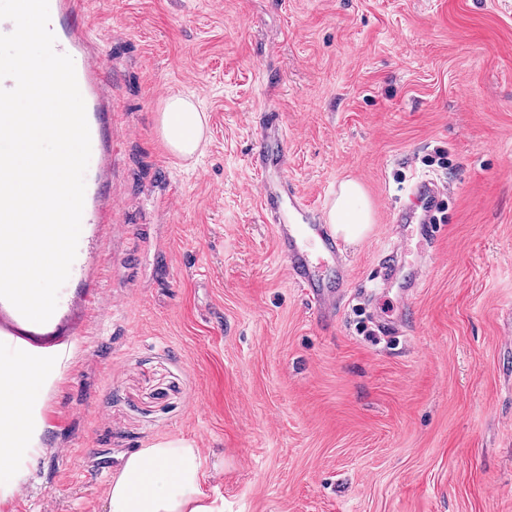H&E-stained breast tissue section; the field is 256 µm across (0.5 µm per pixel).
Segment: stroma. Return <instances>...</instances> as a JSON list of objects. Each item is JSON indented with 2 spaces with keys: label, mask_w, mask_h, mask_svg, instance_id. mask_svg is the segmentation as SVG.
Returning <instances> with one entry per match:
<instances>
[{
  "label": "stroma",
  "mask_w": 512,
  "mask_h": 512,
  "mask_svg": "<svg viewBox=\"0 0 512 512\" xmlns=\"http://www.w3.org/2000/svg\"><path fill=\"white\" fill-rule=\"evenodd\" d=\"M106 184L38 330L32 447L0 512H105L100 462L199 448L224 512H512V0H93ZM207 141L174 156L167 97ZM326 211L359 181L330 323L292 282L251 154L267 114ZM446 188L429 252L393 210ZM422 286L402 302L401 283ZM207 116L191 97L173 95L166 99L160 116L164 142L179 157L190 158L203 146Z\"/></svg>",
  "instance_id": "1"
}]
</instances>
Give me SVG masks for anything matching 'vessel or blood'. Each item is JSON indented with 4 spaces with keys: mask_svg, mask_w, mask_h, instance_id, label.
Here are the masks:
<instances>
[{
    "mask_svg": "<svg viewBox=\"0 0 512 512\" xmlns=\"http://www.w3.org/2000/svg\"><path fill=\"white\" fill-rule=\"evenodd\" d=\"M49 5L55 51L72 57L78 86L87 98V111L106 112L102 53L91 38L92 26L85 16L84 0H49ZM283 142L278 133L264 130L251 165L260 179L262 208L275 223L288 276L308 291L318 315L325 319L335 308L336 292L323 276L322 268L329 263L341 265V243L326 225L313 221L309 204L288 185L283 174ZM438 195L433 183L418 184L411 205L399 212L397 223L413 228L420 237H428Z\"/></svg>",
    "mask_w": 512,
    "mask_h": 512,
    "instance_id": "b4317fda",
    "label": "vessel or blood"
}]
</instances>
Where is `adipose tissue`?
<instances>
[{
	"mask_svg": "<svg viewBox=\"0 0 512 512\" xmlns=\"http://www.w3.org/2000/svg\"><path fill=\"white\" fill-rule=\"evenodd\" d=\"M207 116L191 97L166 99L160 116L164 142L177 156L189 158L203 146ZM326 221L334 233L354 245L366 235L372 209L360 183H340ZM40 372L17 357L0 362V485L13 473L14 455L30 440L29 408L40 397ZM203 463L198 448L168 440L137 449L112 476L106 512H221L201 490Z\"/></svg>",
	"mask_w": 512,
	"mask_h": 512,
	"instance_id": "1",
	"label": "adipose tissue"
}]
</instances>
